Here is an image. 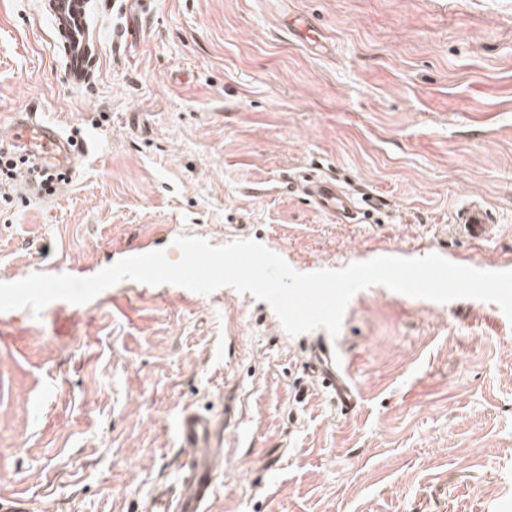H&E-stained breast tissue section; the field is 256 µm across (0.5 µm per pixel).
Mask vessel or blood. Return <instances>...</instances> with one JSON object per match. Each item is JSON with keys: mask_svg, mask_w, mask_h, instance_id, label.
<instances>
[{"mask_svg": "<svg viewBox=\"0 0 512 512\" xmlns=\"http://www.w3.org/2000/svg\"><path fill=\"white\" fill-rule=\"evenodd\" d=\"M44 7L67 82L76 89H93L101 55L95 0H45ZM0 149L25 158L37 170L67 173L75 166L79 146L59 125L27 109L13 113L7 133L0 136ZM282 185L338 221L356 222L361 212L357 198L333 175L311 170L284 177ZM455 223L457 234L468 240L488 239L493 228L490 211L476 200L458 210ZM308 371L338 406L355 405L354 388L328 339H318L312 346ZM176 429L178 444L189 459L181 465L176 481L157 483L142 499L138 512H207L224 465V416L186 408Z\"/></svg>", "mask_w": 512, "mask_h": 512, "instance_id": "obj_1", "label": "vessel or blood"}]
</instances>
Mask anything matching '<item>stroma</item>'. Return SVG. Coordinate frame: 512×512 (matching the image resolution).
<instances>
[{
    "mask_svg": "<svg viewBox=\"0 0 512 512\" xmlns=\"http://www.w3.org/2000/svg\"><path fill=\"white\" fill-rule=\"evenodd\" d=\"M93 90L66 82L40 0H0V133L32 105L92 142L46 199L0 202V278L92 274L127 246L253 239L295 270L436 253L512 270V0H99ZM323 164L377 196L340 224L283 176ZM257 184L272 185L263 195ZM491 211V239L453 224ZM313 330L271 306L124 279L93 300L0 312V497L29 512H136L184 460L186 407L224 411L209 512H504L512 321L375 285L313 381ZM455 223L456 233L468 240H486L493 228L490 211L476 200L468 202L458 210ZM308 371L342 409H351L356 404L354 388L336 360V348L325 337L312 346Z\"/></svg>",
    "mask_w": 512,
    "mask_h": 512,
    "instance_id": "1",
    "label": "stroma"
}]
</instances>
